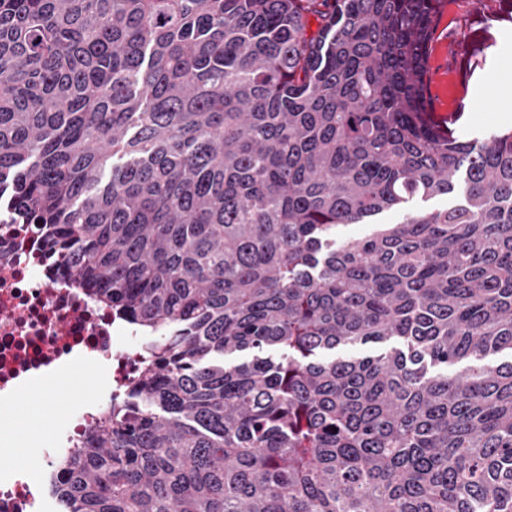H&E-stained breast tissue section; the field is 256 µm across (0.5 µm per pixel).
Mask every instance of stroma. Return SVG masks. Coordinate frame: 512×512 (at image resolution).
<instances>
[{
	"label": "stroma",
	"instance_id": "1",
	"mask_svg": "<svg viewBox=\"0 0 512 512\" xmlns=\"http://www.w3.org/2000/svg\"><path fill=\"white\" fill-rule=\"evenodd\" d=\"M494 21H486L487 13ZM512 34V16L500 12L497 0H452L444 6L429 43L430 91L433 119L464 139L481 138L502 130V111L512 110V63L499 52L504 35ZM77 378H57L52 397L33 389L10 406L9 417L25 457L60 424L78 398Z\"/></svg>",
	"mask_w": 512,
	"mask_h": 512
}]
</instances>
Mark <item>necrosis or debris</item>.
Instances as JSON below:
<instances>
[{
  "instance_id": "obj_1",
  "label": "necrosis or debris",
  "mask_w": 512,
  "mask_h": 512,
  "mask_svg": "<svg viewBox=\"0 0 512 512\" xmlns=\"http://www.w3.org/2000/svg\"><path fill=\"white\" fill-rule=\"evenodd\" d=\"M136 339L109 308L56 273L33 225L0 226V405L78 364L107 372L103 385L89 374L81 376L86 391L69 417L41 442L38 468L0 466V512H55L48 490L57 476L55 464L101 419L106 388L120 387L137 367V356L129 352Z\"/></svg>"
}]
</instances>
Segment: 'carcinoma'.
<instances>
[{"label": "carcinoma", "mask_w": 512, "mask_h": 512, "mask_svg": "<svg viewBox=\"0 0 512 512\" xmlns=\"http://www.w3.org/2000/svg\"><path fill=\"white\" fill-rule=\"evenodd\" d=\"M440 4L0 0V218L149 334L62 512H512V132L427 115ZM404 212L402 210L385 211L373 217L368 224H348L340 229L337 242L346 239L362 238L372 233L374 224H396L403 220Z\"/></svg>", "instance_id": "cac0c4a2"}]
</instances>
